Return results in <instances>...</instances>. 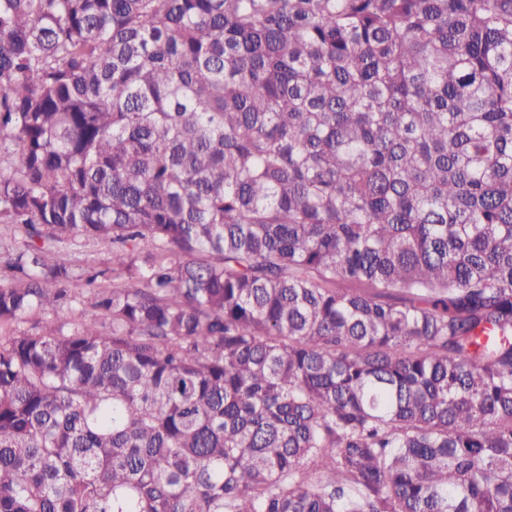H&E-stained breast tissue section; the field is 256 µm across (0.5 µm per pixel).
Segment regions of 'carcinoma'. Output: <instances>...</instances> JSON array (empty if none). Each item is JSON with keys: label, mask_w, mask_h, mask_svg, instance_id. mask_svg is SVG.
<instances>
[{"label": "carcinoma", "mask_w": 512, "mask_h": 512, "mask_svg": "<svg viewBox=\"0 0 512 512\" xmlns=\"http://www.w3.org/2000/svg\"><path fill=\"white\" fill-rule=\"evenodd\" d=\"M0 223V512H512V0H0ZM62 250L73 266L76 279L85 275L87 267L105 269L111 266L109 262L112 256V245L109 244H90L75 250L64 247ZM78 316V312H71L69 310L58 311L55 314H49L48 316H35L30 318L27 323L22 324L21 329H28L35 323H39V328L44 330H57L61 325H64L63 332H66L74 319ZM42 318V319H41Z\"/></svg>", "instance_id": "1"}]
</instances>
